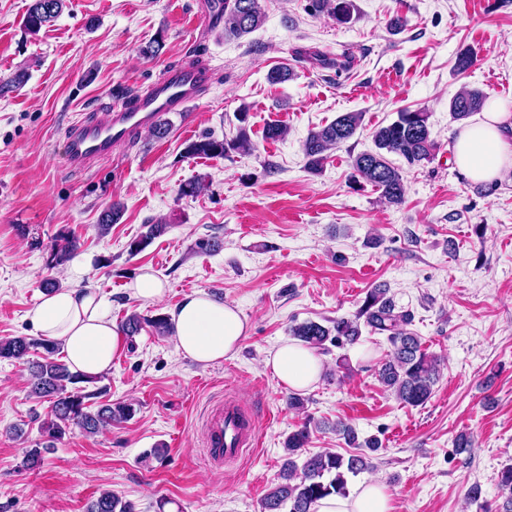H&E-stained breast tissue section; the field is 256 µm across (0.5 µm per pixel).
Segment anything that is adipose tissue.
Segmentation results:
<instances>
[{
  "instance_id": "obj_1",
  "label": "adipose tissue",
  "mask_w": 512,
  "mask_h": 512,
  "mask_svg": "<svg viewBox=\"0 0 512 512\" xmlns=\"http://www.w3.org/2000/svg\"><path fill=\"white\" fill-rule=\"evenodd\" d=\"M453 158L472 183L499 180L512 169V112L489 107L481 120L458 132ZM28 318L44 339L60 344L72 372L99 376L111 368L121 333L109 302L92 289L71 287L45 293ZM170 323L177 350L203 366L233 358L247 331L237 307L202 292L186 296L172 311ZM264 367L278 385L293 391L312 387L323 371L314 349L298 342L270 351ZM315 512H393V507L386 486L369 480L353 494L320 500Z\"/></svg>"
}]
</instances>
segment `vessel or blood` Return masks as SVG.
I'll list each match as a JSON object with an SVG mask.
<instances>
[{
    "instance_id": "vessel-or-blood-1",
    "label": "vessel or blood",
    "mask_w": 512,
    "mask_h": 512,
    "mask_svg": "<svg viewBox=\"0 0 512 512\" xmlns=\"http://www.w3.org/2000/svg\"><path fill=\"white\" fill-rule=\"evenodd\" d=\"M210 81V69L176 65L149 89L136 94L129 107L113 112L106 121L86 119L73 123L63 140L67 164L83 169L110 156L114 148L149 128L159 114L184 111L201 97ZM256 442L253 423L235 402H226L208 421L205 446L213 463L239 460Z\"/></svg>"
}]
</instances>
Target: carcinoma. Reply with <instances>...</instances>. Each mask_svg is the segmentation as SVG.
I'll return each mask as SVG.
<instances>
[{"label":"carcinoma","mask_w":512,"mask_h":512,"mask_svg":"<svg viewBox=\"0 0 512 512\" xmlns=\"http://www.w3.org/2000/svg\"><path fill=\"white\" fill-rule=\"evenodd\" d=\"M67 0H31L23 19V27L29 34H37L52 23L66 7ZM266 20L260 0H224L221 21L224 37L241 38L259 29ZM486 95L479 89L467 85L450 101L449 111L455 121H464L484 106ZM428 113L421 109L404 110L392 123L380 126L373 132L375 150L350 157L354 177L364 180L375 188L381 199L390 205L404 202L405 187L399 168L393 166L387 156L395 154L410 165L428 162L436 149L435 140L428 123ZM248 112H239L240 127L232 139L203 136L191 142L185 150L189 157H228L233 153L249 154L254 144L246 126ZM363 113L345 112L317 131L309 133L303 144L305 169L317 174L322 171L328 153L348 141L362 126ZM123 206L114 202L103 210L98 218L101 233L121 218ZM165 224L150 225L142 238L130 245L133 252L139 251L152 239L162 235ZM77 250V242L66 236H58L50 246L48 263L59 266L69 261ZM413 322L409 310H399L389 289L377 285L370 289L360 306L355 319L338 318L325 326L316 321H305L295 325L293 336L305 345L321 349L326 342L341 347L354 345L362 336L361 326L370 331L387 334L392 349L378 370L381 383L391 390L404 404L419 406L432 395L439 373L438 359L422 349L420 340L408 329ZM41 347L45 356L32 362L31 393L46 398L51 404V418L45 431L53 439L62 437L66 428L75 425L87 435H95L114 423L127 420L132 405L127 403L104 404L95 411L87 410L85 399L89 395L74 388L88 378L74 374L67 364L55 355L58 347L45 340L16 336L0 340V359L23 360L31 349ZM336 433L353 448H379L376 439L358 442L355 429L343 422L336 423ZM310 439L309 426L304 424L289 434L285 444L289 459L283 465L281 482L266 495L263 512H280L289 505L288 512H314L316 503L329 495H347L346 475H356L372 467L370 456L360 453L345 457L326 451L309 456L302 466H297L291 456L307 447ZM498 489L503 497L496 512H512V465L505 466L498 475ZM89 512H135L131 502H124L110 492H104L94 501Z\"/></svg>","instance_id":"obj_1"}]
</instances>
